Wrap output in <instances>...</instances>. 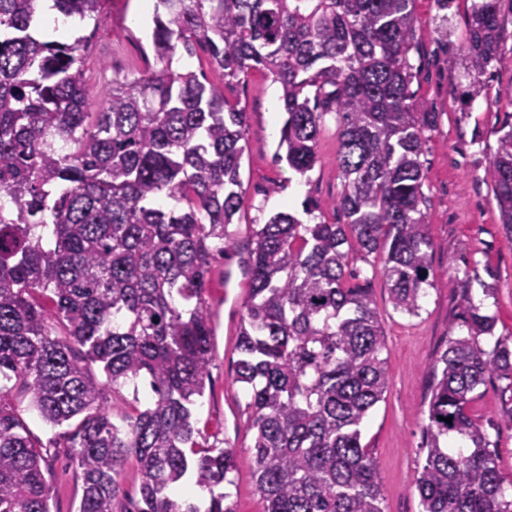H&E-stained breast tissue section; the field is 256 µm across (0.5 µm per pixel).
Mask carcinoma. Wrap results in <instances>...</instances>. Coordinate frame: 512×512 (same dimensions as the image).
<instances>
[{
	"label": "carcinoma",
	"instance_id": "1",
	"mask_svg": "<svg viewBox=\"0 0 512 512\" xmlns=\"http://www.w3.org/2000/svg\"><path fill=\"white\" fill-rule=\"evenodd\" d=\"M41 2L0 0V512H51L46 460L8 402L18 384L45 424L74 425L77 512H235L223 490L235 450L208 445L193 410L212 360L202 295L244 207L246 113L173 68L201 51L226 85L252 70L280 85L277 159L298 174L316 163L326 115L338 123L346 223L279 212L248 246L236 374L265 512H385L361 443L388 386L385 343L370 289L348 285V255L378 257L394 309L419 314L430 238L426 138L410 103L414 0H156L160 68L112 81L98 112L81 68L88 37L35 38ZM50 2L65 21H102L104 0ZM502 3L472 0L464 54L477 74L512 65ZM498 132L491 180L512 227L511 112ZM463 301L466 333L432 368L415 487L421 512H512L496 449L468 412L487 377L512 378V348L484 349L495 319ZM105 387L132 389L121 424ZM131 457L141 484L129 508L119 476ZM187 476L206 505L177 493Z\"/></svg>",
	"mask_w": 512,
	"mask_h": 512
}]
</instances>
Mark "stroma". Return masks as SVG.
I'll list each match as a JSON object with an SVG mask.
<instances>
[{"label": "stroma", "mask_w": 512, "mask_h": 512, "mask_svg": "<svg viewBox=\"0 0 512 512\" xmlns=\"http://www.w3.org/2000/svg\"><path fill=\"white\" fill-rule=\"evenodd\" d=\"M470 6L471 0L414 4L418 23L410 91L414 111L425 117L423 193L431 239L430 284L420 314L393 309L379 264L357 253L349 264L358 283L370 288L384 334L389 384L363 426L362 442L376 461L386 512H420L414 480L426 457L422 433L428 422L430 372L449 340L462 333L464 297L496 318L493 336L482 341L485 349H492L495 338L512 336V229L500 221L488 174L497 147L495 129L508 109L496 95L512 85V67L473 76L471 83L481 94L470 105L462 104L460 96L468 85L454 86L450 80L464 67ZM152 27L151 14H139L135 0H104L100 25L85 22L73 28V35L89 38L81 65L93 99L102 97L107 80L156 68ZM207 78L224 85L225 95L247 114L241 166L244 208L228 227L235 246L216 257L203 294L213 311L215 347L210 385L194 417L208 444L236 452V512H264L254 475L251 411L236 380L235 346L248 292L244 248L254 226L278 212L292 213L306 224L344 223L343 214L334 209L344 185L336 162V117L326 116L317 161L302 176L275 159L280 132L272 128L269 117L281 110L279 84L259 71L229 85L218 70L208 71ZM307 198L316 204L309 215L303 211ZM12 404L48 460L52 512H77L82 480L71 449L57 430L30 410L22 387L13 390ZM469 413L486 430L497 450V463L511 480L512 378H487Z\"/></svg>", "instance_id": "stroma-1"}]
</instances>
